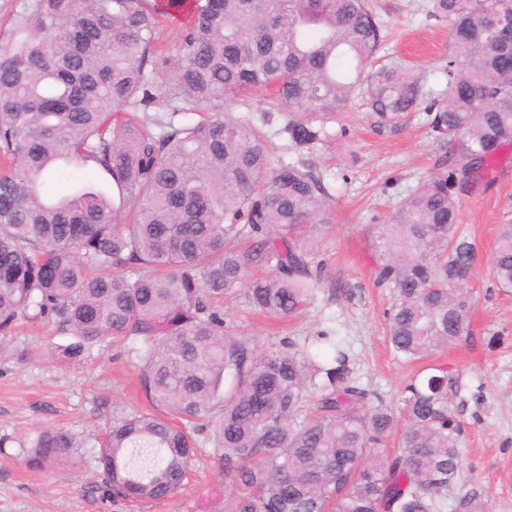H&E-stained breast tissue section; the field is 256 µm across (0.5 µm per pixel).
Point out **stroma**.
<instances>
[{"label":"stroma","instance_id":"stroma-1","mask_svg":"<svg viewBox=\"0 0 512 512\" xmlns=\"http://www.w3.org/2000/svg\"><path fill=\"white\" fill-rule=\"evenodd\" d=\"M427 3L375 0L388 27L375 64L402 62L439 90L452 40L447 22L427 17ZM265 96L259 89L233 99L227 116L262 127L274 159L309 165L324 177L332 195L329 221L310 229L307 248L326 278L314 302L285 322L257 313L245 288L226 294V330L256 352L294 353L316 383L324 353L312 339L321 332L334 336L349 352L352 375L394 408L424 364L448 367L457 379L451 408L461 425L464 459L451 493L462 495L477 482L485 490L483 512H512V291L497 288L491 276L498 230L512 224V145L499 151L487 174L466 179L460 194L459 224L477 251L471 277L458 288L468 304L465 332L428 362L409 363L388 343L384 312L393 293L377 285L375 270L393 215L420 182L450 168L449 153L431 135L426 113L405 112L379 124L358 97L324 122L319 141L296 148L283 132L288 113L260 112ZM67 341L26 321L0 335V512H238L243 494L222 482L208 445L182 491L138 505L93 493L97 476L89 448L74 449L42 471L27 468L26 451L42 429L89 437L148 406L130 345L107 341L73 362L57 355Z\"/></svg>","mask_w":512,"mask_h":512}]
</instances>
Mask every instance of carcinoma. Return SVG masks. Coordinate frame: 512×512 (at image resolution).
<instances>
[{
	"instance_id": "carcinoma-1",
	"label": "carcinoma",
	"mask_w": 512,
	"mask_h": 512,
	"mask_svg": "<svg viewBox=\"0 0 512 512\" xmlns=\"http://www.w3.org/2000/svg\"><path fill=\"white\" fill-rule=\"evenodd\" d=\"M450 23L445 85L426 90L391 64L366 70L386 27L370 0H29L0 30V334L50 322L71 337L67 360L104 340L132 341L152 409L112 422L95 462L112 501L154 502L181 489L197 453L195 423H213L219 475L255 492L239 512H481L482 489L448 491L463 466L451 410L456 379L430 367L404 388L398 452L372 457L393 409L351 376L345 347L323 368L314 417L303 365L258 354L224 330V294L286 320L324 277L303 244L326 223L322 175L273 165L252 125L225 120L230 96L264 89L295 117V147L357 91L382 122L417 108L455 168L423 182L384 238L378 282L394 292L388 339L407 360L458 340L468 305L454 294L476 262L459 230L455 175L492 166L512 145V0H430ZM183 19L171 77L151 81L156 27ZM162 96L154 116L113 119ZM192 112L195 123L181 120ZM107 173L119 204L91 187L54 198L59 163ZM493 278L512 289V224L495 241ZM75 434L41 431L26 464L48 467Z\"/></svg>"
}]
</instances>
